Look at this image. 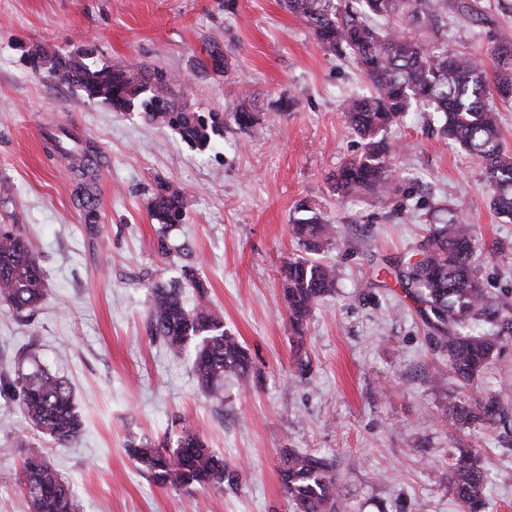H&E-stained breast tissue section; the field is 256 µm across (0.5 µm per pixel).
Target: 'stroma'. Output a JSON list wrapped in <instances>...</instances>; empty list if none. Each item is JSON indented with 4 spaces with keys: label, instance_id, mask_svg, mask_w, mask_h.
<instances>
[{
    "label": "stroma",
    "instance_id": "obj_1",
    "mask_svg": "<svg viewBox=\"0 0 512 512\" xmlns=\"http://www.w3.org/2000/svg\"><path fill=\"white\" fill-rule=\"evenodd\" d=\"M512 42V0H448V48L492 61ZM92 46L97 67L148 66L178 76L175 100L220 112L224 132L200 149L119 111L27 62L31 50L69 56ZM230 62L206 69L209 49ZM370 85L350 57L325 53L283 0H0V224L37 246L48 297L17 319L0 305V375L27 354L72 384L84 421L62 444L33 432L17 397L0 394V512H29L18 489L22 458L46 457L70 482L78 512H292L280 482L282 452L336 458L349 512H460L446 478L448 451L480 449L483 512H512V436L502 425H440L458 380L394 270L417 253L430 224L454 214L472 224L487 294L512 304V222L490 207L482 166L439 134L428 112L386 133L396 178L383 197L340 198L330 177L359 155L343 99ZM254 95L258 123L232 114ZM91 141L97 224L85 221L69 160L53 137ZM167 183L186 192V220L160 232L149 203ZM339 228L324 254L336 290L315 306L303 346L291 338L282 268L306 251L291 227L306 210ZM195 270L206 292L185 279ZM177 284L187 308L204 303L247 348L250 387L198 386L187 357L149 331L151 285ZM308 371L296 376L297 360ZM512 404V337L471 388ZM195 427L239 485L175 492L154 485L128 456L129 440L175 444Z\"/></svg>",
    "mask_w": 512,
    "mask_h": 512
}]
</instances>
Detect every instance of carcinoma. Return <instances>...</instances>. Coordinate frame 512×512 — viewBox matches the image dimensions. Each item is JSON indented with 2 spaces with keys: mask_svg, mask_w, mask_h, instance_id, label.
<instances>
[{
  "mask_svg": "<svg viewBox=\"0 0 512 512\" xmlns=\"http://www.w3.org/2000/svg\"><path fill=\"white\" fill-rule=\"evenodd\" d=\"M360 10L340 12L336 0H285L288 11L303 18L320 47L332 54L349 55L372 84L374 92L347 100L342 112L349 126L365 140L364 151L346 161L331 176L333 191L341 197L381 194L392 183L395 151L384 133L407 112L422 107L435 114L443 136L467 150L481 164L493 189L491 203L512 219V154L500 143L499 114L494 98L512 102V43L495 42L489 48L493 70L462 53H448V0H356ZM393 21L382 31L370 18ZM416 27L425 40L401 31ZM82 58L45 53L29 57L33 68L78 87L92 100L114 109L139 106L147 119L205 148L211 134L224 126L217 113L203 116L186 112L172 99L175 76L158 73L154 79L121 66L96 68ZM251 103H239L233 120L252 131ZM151 215L166 229L182 223L184 191L163 186L152 200ZM293 234L309 251L318 254L338 241V228L318 217L301 219ZM478 240L473 227L453 217L431 230L414 262L397 273L400 287L419 304L432 329L430 342L448 369L470 385L487 369L512 335V306L491 300L477 274ZM284 299L297 345H302L312 309L336 285V266L299 258L283 267ZM47 295L46 274L31 240L15 229L0 226V300L19 318L32 315ZM150 335L167 351L191 358L198 385L206 394L218 393L224 378L248 386L254 378L247 349L214 311L185 307L182 291L154 285L149 300ZM17 366L7 386L18 394L28 424L60 443L76 441L83 420L75 407L69 382L37 361ZM512 405L499 397L448 395L442 420L464 427L478 422H505ZM128 454L163 488L188 492L208 486L222 492L239 483L242 471L230 468L208 448L199 432L182 426L176 446L131 442ZM283 490L295 512H347L336 463L307 453L290 451L280 469ZM485 473L475 448L448 452V483L461 512H478L484 504ZM19 488L31 512H75L70 484L45 458L26 457L21 464Z\"/></svg>",
  "mask_w": 512,
  "mask_h": 512,
  "instance_id": "cac0c4a2",
  "label": "carcinoma"
}]
</instances>
